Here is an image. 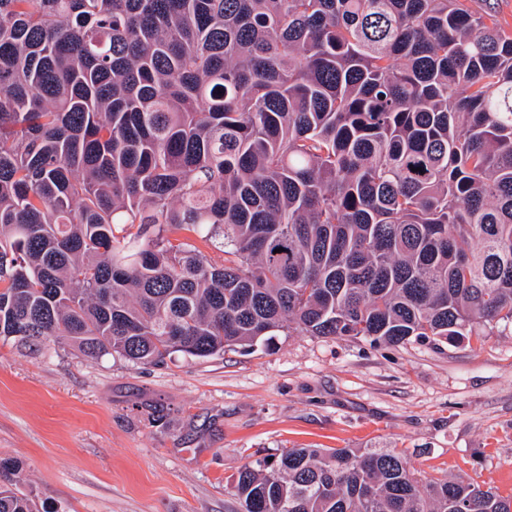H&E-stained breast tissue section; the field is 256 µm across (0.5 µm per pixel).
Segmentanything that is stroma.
<instances>
[{
  "mask_svg": "<svg viewBox=\"0 0 512 512\" xmlns=\"http://www.w3.org/2000/svg\"><path fill=\"white\" fill-rule=\"evenodd\" d=\"M393 448L512 494V325L374 347L298 331L158 365L0 338V457L48 512H231L285 448Z\"/></svg>",
  "mask_w": 512,
  "mask_h": 512,
  "instance_id": "35a3bbf8",
  "label": "stroma"
}]
</instances>
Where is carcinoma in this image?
Instances as JSON below:
<instances>
[{
  "instance_id": "1",
  "label": "carcinoma",
  "mask_w": 512,
  "mask_h": 512,
  "mask_svg": "<svg viewBox=\"0 0 512 512\" xmlns=\"http://www.w3.org/2000/svg\"><path fill=\"white\" fill-rule=\"evenodd\" d=\"M502 323L512 36L491 8L0 0L1 337L153 364L287 329L391 346ZM21 469L0 458V512H47ZM227 492L241 512H512L389 448H285Z\"/></svg>"
}]
</instances>
